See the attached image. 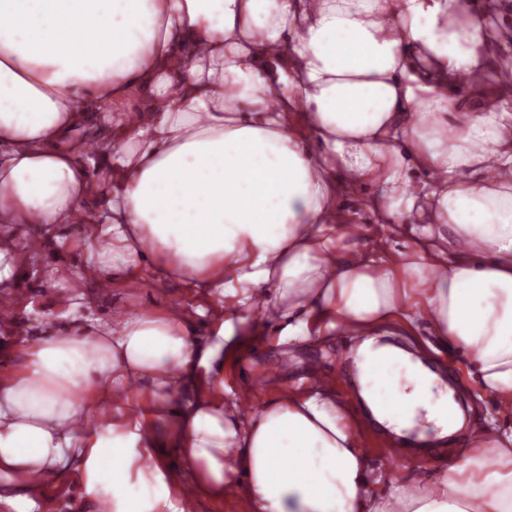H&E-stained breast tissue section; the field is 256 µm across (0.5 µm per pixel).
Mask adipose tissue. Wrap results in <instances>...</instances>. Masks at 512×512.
Masks as SVG:
<instances>
[{
    "instance_id": "ef3b65f1",
    "label": "adipose tissue",
    "mask_w": 512,
    "mask_h": 512,
    "mask_svg": "<svg viewBox=\"0 0 512 512\" xmlns=\"http://www.w3.org/2000/svg\"><path fill=\"white\" fill-rule=\"evenodd\" d=\"M511 46L464 0H0V289L37 257L12 226L77 220L91 227L83 277L160 270L216 314L202 343L177 307L17 338L0 370V507L33 512L73 484L107 512H188L157 454L163 421L194 491L250 512H512V425L381 490L327 390L246 418L223 379L249 319L291 339L349 330L380 422L452 432L459 407L420 362L397 406L383 397L405 354L371 333L422 320L512 417V80L496 70ZM463 82L469 108L447 93ZM92 114L113 139L79 137ZM345 183L373 188L384 223L416 225L413 247L339 252L355 233L336 205Z\"/></svg>"
}]
</instances>
